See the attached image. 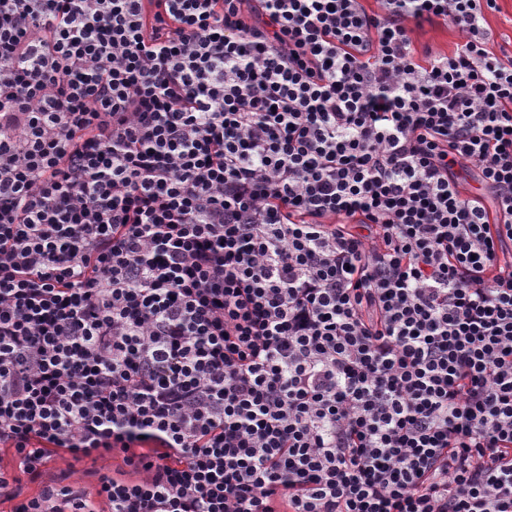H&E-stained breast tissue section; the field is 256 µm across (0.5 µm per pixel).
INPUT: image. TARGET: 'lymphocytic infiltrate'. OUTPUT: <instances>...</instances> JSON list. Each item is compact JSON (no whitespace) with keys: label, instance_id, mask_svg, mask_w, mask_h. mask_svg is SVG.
<instances>
[{"label":"lymphocytic infiltrate","instance_id":"f902f5d3","mask_svg":"<svg viewBox=\"0 0 512 512\" xmlns=\"http://www.w3.org/2000/svg\"><path fill=\"white\" fill-rule=\"evenodd\" d=\"M378 2L0 0L1 503L512 512V55ZM412 38L418 51L422 52L428 48L433 53L440 54H450L463 41L462 34L443 20L426 22L421 27H414ZM66 457V460H58L56 464L51 466L57 468H65L67 467L68 463H71L73 465L72 469L75 472L74 478L79 479L85 483L91 492L96 491L94 478L89 474V471L94 468L103 466L112 474H114V476L117 475V471H125L127 474L123 478L129 480H134L136 478L135 475L128 473L129 468L124 465L122 456L118 454L106 457L105 459H99L95 464L88 459L77 462L73 461L69 456Z\"/></svg>","mask_w":512,"mask_h":512}]
</instances>
